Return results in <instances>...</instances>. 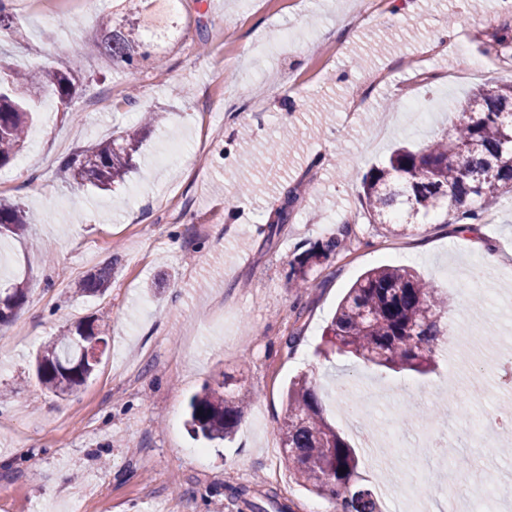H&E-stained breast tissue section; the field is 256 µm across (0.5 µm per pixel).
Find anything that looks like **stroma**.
Here are the masks:
<instances>
[{"label": "stroma", "instance_id": "35a3bbf8", "mask_svg": "<svg viewBox=\"0 0 512 512\" xmlns=\"http://www.w3.org/2000/svg\"><path fill=\"white\" fill-rule=\"evenodd\" d=\"M179 0V37L161 65L126 68L101 55L96 14L76 0H9L23 38L0 39V65L37 68L80 57L69 105L34 94L37 109L18 161L0 169V196L27 212L24 235L0 239V280L25 282L29 300L0 328V512H247L231 488L261 481L293 512L320 498L293 480L283 458V393L312 378L327 417L359 454L361 483L390 490L420 467L432 512H444L448 475L467 476L512 501V454L464 446L457 384L478 386L470 408L506 419L512 395L498 389L484 344H512V319L490 306L512 286V196L486 201L485 222L467 231L428 224L394 236L369 223L361 178L403 143L420 147L450 128L455 103L479 87L512 82V62L483 57L488 35L512 25L499 0ZM458 25H450V18ZM453 28L447 43L437 40ZM294 41L277 43L283 32ZM483 74L467 77L471 64ZM429 111L417 121L407 106ZM163 124L143 140L138 169L103 192L74 182L66 161L90 143L135 126L146 109ZM183 150L161 167L158 148ZM280 152H269L271 143ZM261 183L242 196L239 186ZM290 218L270 235L280 206ZM343 239L310 274L288 281L289 263L314 243ZM501 265L473 277V240ZM50 244L44 255L41 244ZM113 262L105 298L69 284ZM415 268L448 297L455 336L424 375L350 355H320L324 328L352 282L382 265ZM97 317L108 349L77 393L59 398L36 380V353L78 321ZM228 382L252 405L232 439L195 437L191 395ZM375 407L358 420L340 412L342 389ZM439 448L376 464L372 443Z\"/></svg>", "mask_w": 512, "mask_h": 512}]
</instances>
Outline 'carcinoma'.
<instances>
[{"label":"carcinoma","instance_id":"carcinoma-1","mask_svg":"<svg viewBox=\"0 0 512 512\" xmlns=\"http://www.w3.org/2000/svg\"><path fill=\"white\" fill-rule=\"evenodd\" d=\"M122 8L99 17V48L117 63L132 66L144 51V33L159 30L171 37L174 25L158 29L147 14L148 0H118ZM15 17L0 0V35L17 34ZM481 53L512 60V27L496 31ZM81 67L67 58L37 72L0 66V168L9 165L25 143L33 120L26 98L36 83L63 104L75 93ZM163 117L145 111L141 125L80 150L67 161L74 181L109 191L137 169L142 133ZM369 223L401 235L411 220L453 215L455 222L478 224L484 202L495 193L512 194V84L494 90L477 89L455 106V122L440 137L418 150L401 148L372 166L361 182ZM27 226L24 208L0 199V236L19 235ZM339 238H330L303 251L290 262L288 280L305 285L308 271L337 252ZM112 279L107 264L73 284L75 296L103 295ZM28 301L24 282L0 287V327L9 325ZM448 314V299L413 270L381 266L361 275L349 288L327 325L328 349L350 353L386 368L425 373L433 362L440 323ZM101 336L102 324L91 318L78 322L75 334L58 337L36 359L38 381L57 397L84 386L100 360L90 362L77 340L81 330ZM250 395L228 388L205 386L187 404L191 432L209 442H222L241 423ZM286 416L282 448L294 481L326 496L338 512H381L375 493L358 484L356 449L324 416L306 375L285 393Z\"/></svg>","mask_w":512,"mask_h":512}]
</instances>
